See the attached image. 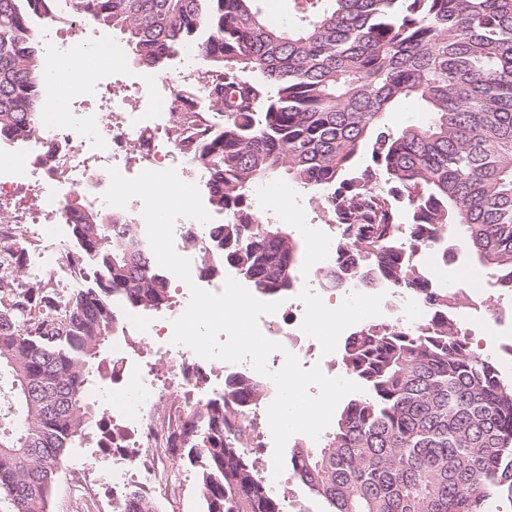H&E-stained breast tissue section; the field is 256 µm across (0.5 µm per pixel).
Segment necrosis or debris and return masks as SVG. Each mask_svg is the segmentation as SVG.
<instances>
[{
	"mask_svg": "<svg viewBox=\"0 0 512 512\" xmlns=\"http://www.w3.org/2000/svg\"><path fill=\"white\" fill-rule=\"evenodd\" d=\"M43 33L48 42L46 87L51 90L65 83L67 104L59 112L39 113L37 135L0 144V238L18 232L23 241L42 242V249L29 255V264L46 270L55 287L73 288L76 275L60 254L65 242L62 229L72 222L73 200L137 225L143 209L140 199H131L123 208L103 199L110 169L127 176L138 165L146 170L173 168L184 182L203 179L201 168L168 132L169 118L185 88L193 84L196 67L188 57L168 75L140 72L131 84L119 85L112 76L115 69L126 66L127 55L122 47L110 46V65L100 68L95 51L98 34L90 25L61 14L46 23ZM88 67L97 71L90 82L82 76ZM193 284L218 293L225 281L196 274L191 283L176 281L179 297L167 308L155 312L127 308L123 314L128 324L153 338L161 359H175L186 369L199 371L204 358L172 341V322L184 313L182 299L189 296ZM314 295L312 288H293L275 313L260 318L263 335L282 345L267 359L270 370L281 369L289 353L302 364L311 362L315 346L309 339V302ZM117 369L121 385L112 395L126 421L125 450L112 457V493L118 498L144 475L161 487L170 486L163 460L173 432L187 429L188 422L179 408L159 410L163 391L150 374L122 358ZM143 453L158 459L157 466L144 475L134 466Z\"/></svg>",
	"mask_w": 512,
	"mask_h": 512,
	"instance_id": "obj_1",
	"label": "necrosis or debris"
}]
</instances>
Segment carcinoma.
Returning a JSON list of instances; mask_svg holds the SVG:
<instances>
[{
    "label": "carcinoma",
    "mask_w": 512,
    "mask_h": 512,
    "mask_svg": "<svg viewBox=\"0 0 512 512\" xmlns=\"http://www.w3.org/2000/svg\"><path fill=\"white\" fill-rule=\"evenodd\" d=\"M256 0H0V140L38 132L44 52L35 23L61 10L125 35L148 70L193 48L205 105L172 113L206 171L205 229L213 269L230 267L263 295L286 294L296 237L261 224L255 185L271 177L318 193L339 228L341 265L323 287L387 288L441 308L448 287L413 255L448 264L456 233L468 254L512 293V0H298L297 28L267 24ZM414 101L428 121L383 123ZM366 152L370 163L358 167ZM410 221L399 233L403 212ZM67 255L82 277L63 295L25 271L24 242L0 240V370L12 378L22 426L0 428V491L15 512H48L58 465L76 441L123 443L93 400L119 308L163 309L172 288L149 240L120 219L80 212ZM341 364L363 391L345 402L322 445L300 441L288 473L313 512H500L512 504V380L476 354L446 313L408 331L365 323ZM269 395L244 378L186 406L181 447L197 468L203 512H284L239 447V415ZM119 512H158L132 488Z\"/></svg>",
    "instance_id": "1"
}]
</instances>
